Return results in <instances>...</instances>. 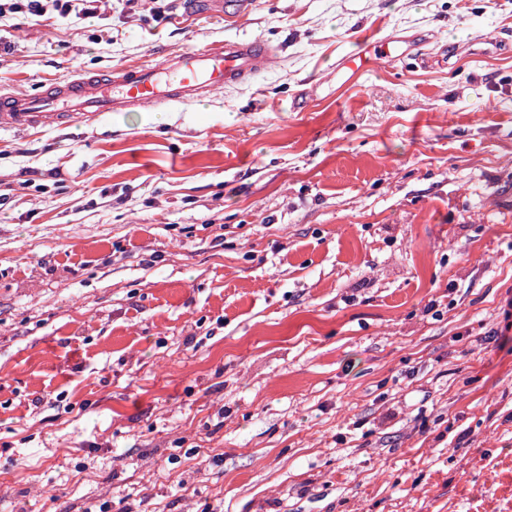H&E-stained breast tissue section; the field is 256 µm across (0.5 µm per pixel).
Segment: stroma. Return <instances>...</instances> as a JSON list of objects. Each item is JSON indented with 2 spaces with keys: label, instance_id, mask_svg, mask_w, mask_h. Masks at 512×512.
<instances>
[{
  "label": "stroma",
  "instance_id": "obj_1",
  "mask_svg": "<svg viewBox=\"0 0 512 512\" xmlns=\"http://www.w3.org/2000/svg\"><path fill=\"white\" fill-rule=\"evenodd\" d=\"M163 7L0 18L5 93L279 52L0 129V512H512V0ZM377 29L418 56L336 79ZM275 52L259 39L228 38L112 73H83L32 95L1 92L0 129H54L77 118L93 123L105 112L198 102L248 82Z\"/></svg>",
  "mask_w": 512,
  "mask_h": 512
}]
</instances>
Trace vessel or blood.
I'll return each instance as SVG.
<instances>
[{
  "instance_id": "vessel-or-blood-1",
  "label": "vessel or blood",
  "mask_w": 512,
  "mask_h": 512,
  "mask_svg": "<svg viewBox=\"0 0 512 512\" xmlns=\"http://www.w3.org/2000/svg\"><path fill=\"white\" fill-rule=\"evenodd\" d=\"M415 47L410 36L365 35L354 51L337 61L336 74L368 73L381 59L407 55ZM274 54V47L261 40L228 38L156 62L106 74L83 73L32 95L1 92L0 129H54L78 118L93 123L107 112L198 102L248 82L267 68Z\"/></svg>"
}]
</instances>
